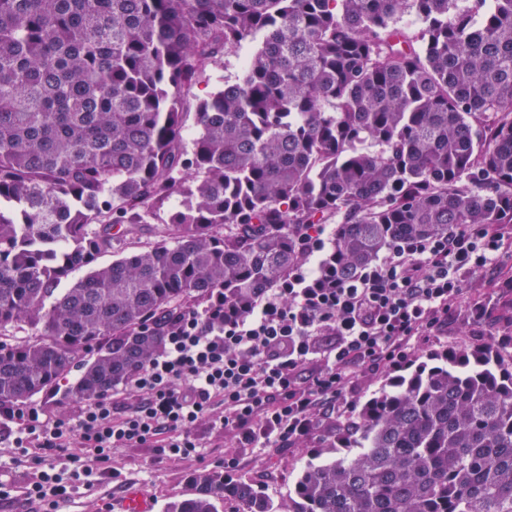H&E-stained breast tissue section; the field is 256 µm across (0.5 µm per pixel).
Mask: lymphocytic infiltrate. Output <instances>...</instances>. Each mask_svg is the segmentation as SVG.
I'll use <instances>...</instances> for the list:
<instances>
[{
	"label": "lymphocytic infiltrate",
	"instance_id": "1",
	"mask_svg": "<svg viewBox=\"0 0 512 512\" xmlns=\"http://www.w3.org/2000/svg\"><path fill=\"white\" fill-rule=\"evenodd\" d=\"M323 225L309 226L302 260L245 314L217 320L213 309L174 320L163 353L131 378L135 400L105 395L73 419L0 408L17 421L11 445L63 457L72 441L84 454L68 475L42 473L28 490L43 512L112 474V452L147 443L174 459L200 457V420L223 428L234 447L314 445L329 417L350 418L353 384L397 371L448 326L466 277L512 249V225H473L430 239L396 242L357 277L337 279ZM319 369H312V362Z\"/></svg>",
	"mask_w": 512,
	"mask_h": 512
}]
</instances>
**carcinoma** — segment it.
Returning <instances> with one entry per match:
<instances>
[{"label":"carcinoma","mask_w":512,"mask_h":512,"mask_svg":"<svg viewBox=\"0 0 512 512\" xmlns=\"http://www.w3.org/2000/svg\"><path fill=\"white\" fill-rule=\"evenodd\" d=\"M305 224L336 225L343 280L512 224V0H0V407L127 387L174 318L279 285ZM336 440L292 510L209 469L162 512H512V340L429 355ZM225 63V67H224ZM224 63L222 67L212 73L209 81L202 82L198 86H196L192 93L200 98L205 97L207 94L215 91L217 88L222 87L224 85L223 81H218L219 76L223 77H234L240 71V58L236 55H228L224 57Z\"/></svg>","instance_id":"cac0c4a2"}]
</instances>
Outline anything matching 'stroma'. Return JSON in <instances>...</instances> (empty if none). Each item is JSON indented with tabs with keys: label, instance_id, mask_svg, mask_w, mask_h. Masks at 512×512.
Instances as JSON below:
<instances>
[{
	"label": "stroma",
	"instance_id": "35a3bbf8",
	"mask_svg": "<svg viewBox=\"0 0 512 512\" xmlns=\"http://www.w3.org/2000/svg\"><path fill=\"white\" fill-rule=\"evenodd\" d=\"M461 302L448 316V327L435 337L430 349L438 351L450 345L475 346L494 334L496 321H488L481 331L470 324V310L474 304L496 305L499 291L490 283L489 275L467 278ZM195 433L204 450L200 460L182 461L161 455L158 449L145 446L118 448L112 452L114 478L92 481L81 487L66 502L61 512H121L123 496L131 489L142 491L149 499L152 512H161L164 503L182 497L188 491V477L201 469L223 468L224 457L233 453L223 428L210 421L198 423ZM332 438H325L317 447L298 446L283 450L241 448L236 477L261 480L267 493L280 502H287L290 489L301 469L311 460L332 455ZM66 460L39 456L30 449L28 456H20L12 449L0 447V484L10 492L0 499V512H41L38 503L25 499V492L37 481L40 472H62Z\"/></svg>",
	"mask_w": 512,
	"mask_h": 512
}]
</instances>
